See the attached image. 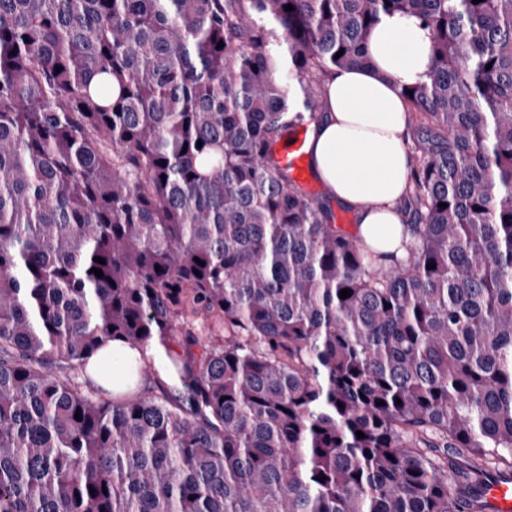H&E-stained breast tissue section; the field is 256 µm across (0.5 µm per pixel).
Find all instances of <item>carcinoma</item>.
<instances>
[{
    "label": "carcinoma",
    "instance_id": "1",
    "mask_svg": "<svg viewBox=\"0 0 512 512\" xmlns=\"http://www.w3.org/2000/svg\"><path fill=\"white\" fill-rule=\"evenodd\" d=\"M395 13L431 53L387 267L274 152ZM155 340L159 396L87 372ZM493 474L512 0H0V512H487ZM155 344V343H152ZM147 346L145 348H139V347H131L129 345H125L123 347L120 346L117 342H110L109 346L102 350L97 356L93 357L90 360L89 368L96 367L98 369L100 360L109 355L112 354V352L115 349H120L127 357H131L140 361H148L152 362L155 365H158L159 363L168 362V353L165 347L161 345H152Z\"/></svg>",
    "mask_w": 512,
    "mask_h": 512
}]
</instances>
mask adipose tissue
<instances>
[{"label":"adipose tissue","instance_id":"adipose-tissue-1","mask_svg":"<svg viewBox=\"0 0 512 512\" xmlns=\"http://www.w3.org/2000/svg\"><path fill=\"white\" fill-rule=\"evenodd\" d=\"M430 38L414 17H382L368 40V65L336 68L322 85V109L305 150L328 196L356 217L360 239L376 251L403 258L408 217L400 203L414 157L411 115L401 85L419 81Z\"/></svg>","mask_w":512,"mask_h":512}]
</instances>
